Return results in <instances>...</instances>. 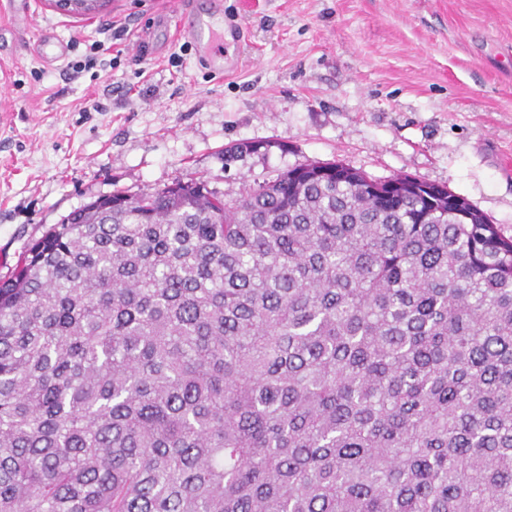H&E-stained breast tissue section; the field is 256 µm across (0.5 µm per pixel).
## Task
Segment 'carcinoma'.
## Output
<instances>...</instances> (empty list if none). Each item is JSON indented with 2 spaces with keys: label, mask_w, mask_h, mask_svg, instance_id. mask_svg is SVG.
Listing matches in <instances>:
<instances>
[{
  "label": "carcinoma",
  "mask_w": 512,
  "mask_h": 512,
  "mask_svg": "<svg viewBox=\"0 0 512 512\" xmlns=\"http://www.w3.org/2000/svg\"><path fill=\"white\" fill-rule=\"evenodd\" d=\"M112 198L0 283V512H512V238L464 197Z\"/></svg>",
  "instance_id": "carcinoma-1"
}]
</instances>
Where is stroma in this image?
Wrapping results in <instances>:
<instances>
[{"mask_svg": "<svg viewBox=\"0 0 512 512\" xmlns=\"http://www.w3.org/2000/svg\"><path fill=\"white\" fill-rule=\"evenodd\" d=\"M5 2L2 280L98 197L192 177L234 196L311 160L446 186L512 236V0H214L244 31L221 75L185 35L191 0H110L90 21L26 0L25 31ZM45 29L63 58L36 51ZM96 42V66L74 73ZM268 140L225 165L226 146Z\"/></svg>", "mask_w": 512, "mask_h": 512, "instance_id": "stroma-1", "label": "stroma"}]
</instances>
